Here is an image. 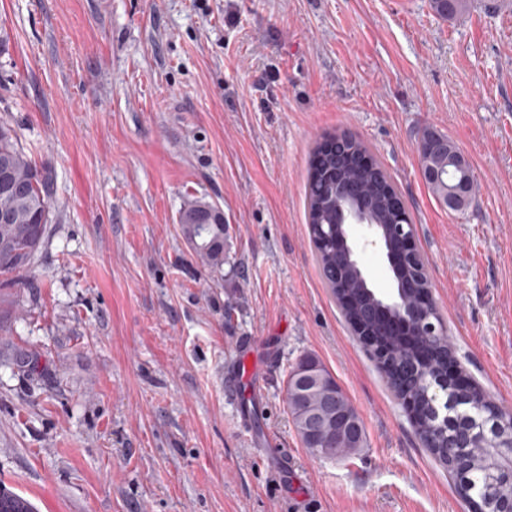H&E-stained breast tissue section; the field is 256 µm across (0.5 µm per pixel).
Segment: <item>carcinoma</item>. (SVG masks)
<instances>
[{"instance_id": "1", "label": "carcinoma", "mask_w": 512, "mask_h": 512, "mask_svg": "<svg viewBox=\"0 0 512 512\" xmlns=\"http://www.w3.org/2000/svg\"><path fill=\"white\" fill-rule=\"evenodd\" d=\"M441 17L464 8L463 0H431ZM448 146L444 136L425 134L418 146L421 169L437 200L451 210L464 207L472 191L474 175L466 159L456 171L460 191L448 194ZM0 212L11 221L0 223V274L8 275L28 268L52 222L50 207L51 172L37 167L25 151L16 130L0 121ZM308 229L317 251L323 282L339 304L352 329L360 322L378 331L376 337L384 350L377 360L380 371L395 395L414 398L419 420L415 429L433 455L446 467L454 486L477 512L487 502H512V482L503 473L512 468V414L495 404L477 410L449 406L447 412L431 405V389L444 375L452 350L444 327L411 336L401 324L400 308L382 303L366 288L357 268L337 254L336 236L342 231L343 216L351 209L347 201L366 207L365 220L379 225L382 236L392 244L411 223L401 206L397 191L382 166L371 158L367 147L348 134L334 136L329 144L313 153L307 183ZM178 224L192 254L213 270L223 268L224 213L204 199L188 202L181 208ZM430 284L418 278V272L406 256L400 260L398 289L402 305L417 303L418 296ZM286 401L296 432L309 452L319 458L333 459L352 454L363 447L365 430L350 399L334 376L316 358H304L289 374ZM495 415L501 428L500 438L485 433L484 418ZM0 512H37L35 504L13 487L0 481Z\"/></svg>"}]
</instances>
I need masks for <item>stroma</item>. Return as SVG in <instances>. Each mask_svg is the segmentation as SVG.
<instances>
[{
	"mask_svg": "<svg viewBox=\"0 0 512 512\" xmlns=\"http://www.w3.org/2000/svg\"><path fill=\"white\" fill-rule=\"evenodd\" d=\"M0 29V120L53 175L33 266L0 276V480L39 512H468L324 286L305 191L330 136L366 145L454 359L512 410V0H0ZM427 130L473 169L462 209L424 180ZM194 197L224 213L222 271L180 232ZM247 337L281 475L224 394ZM306 356L359 413L356 453L303 447Z\"/></svg>",
	"mask_w": 512,
	"mask_h": 512,
	"instance_id": "obj_1",
	"label": "stroma"
}]
</instances>
